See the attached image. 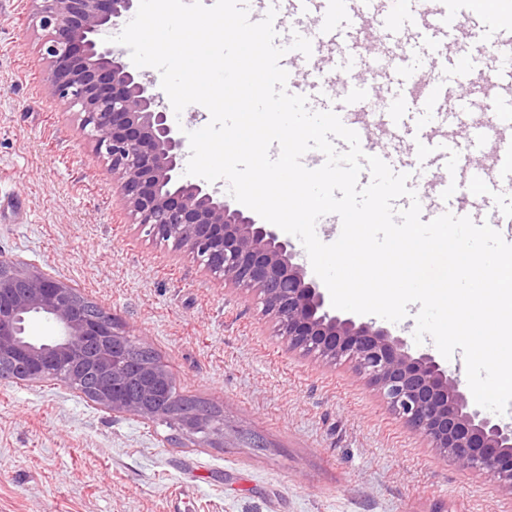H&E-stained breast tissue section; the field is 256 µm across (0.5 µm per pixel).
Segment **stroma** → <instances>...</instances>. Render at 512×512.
<instances>
[{
	"mask_svg": "<svg viewBox=\"0 0 512 512\" xmlns=\"http://www.w3.org/2000/svg\"><path fill=\"white\" fill-rule=\"evenodd\" d=\"M39 44L31 0H0V257L146 341L182 395L223 411L225 445L0 380V512H512L350 365L289 351L250 292L145 236Z\"/></svg>",
	"mask_w": 512,
	"mask_h": 512,
	"instance_id": "1",
	"label": "stroma"
}]
</instances>
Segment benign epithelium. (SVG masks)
Listing matches in <instances>:
<instances>
[{
  "label": "benign epithelium",
  "mask_w": 512,
  "mask_h": 512,
  "mask_svg": "<svg viewBox=\"0 0 512 512\" xmlns=\"http://www.w3.org/2000/svg\"><path fill=\"white\" fill-rule=\"evenodd\" d=\"M138 0H33L56 94L112 172L132 223L187 249L216 279L254 294L288 349L332 364L348 362L412 430L462 470L483 471L512 491V423L470 405L458 379L429 353L373 323L336 314L297 253L272 224H260L204 183L183 180L184 139L155 91L103 35ZM35 266L0 258V377L22 371L30 386L52 379L114 413L161 421L177 434L224 447V425L205 407L181 409L159 361L133 366L143 346L101 307ZM40 316L55 335L39 342L26 322Z\"/></svg>",
  "instance_id": "1"
}]
</instances>
